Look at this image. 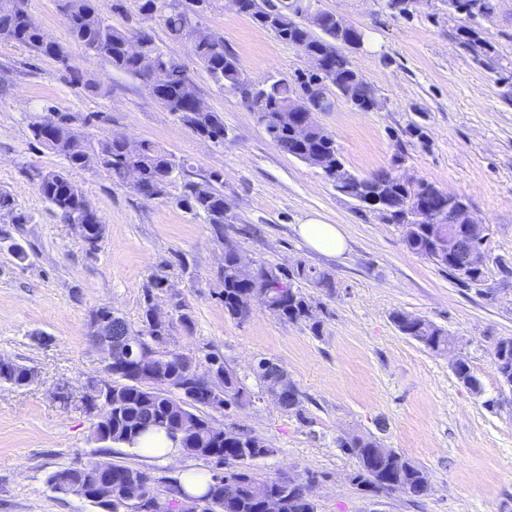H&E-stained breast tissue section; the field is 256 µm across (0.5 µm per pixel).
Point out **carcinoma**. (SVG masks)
I'll return each mask as SVG.
<instances>
[{"mask_svg":"<svg viewBox=\"0 0 512 512\" xmlns=\"http://www.w3.org/2000/svg\"><path fill=\"white\" fill-rule=\"evenodd\" d=\"M58 9L67 26L70 41L83 52L100 56L107 60L112 69L132 77L143 79L135 56L128 47L131 29L118 28L108 23L103 0H57ZM185 0H132L133 14L141 20H150L149 27L158 26L173 42L186 36L189 17L182 8ZM240 13L272 32L280 41L301 53L317 55L325 72L330 74L331 87L340 89L346 100L363 111L371 109L369 99L371 89L354 80V73L347 60L336 53V45L348 42L353 33L340 31L332 25L322 24L314 31L304 17H284L269 11L255 9V0H240ZM448 7L462 12L471 19L489 18L494 12L493 0H448ZM145 53L151 55L159 80L155 86L158 100L182 124L195 133L205 136L216 144L224 143V119L213 111L192 112L188 100L196 94L192 81L187 76L185 66L175 55L162 51L154 38L143 33ZM0 41L14 42L27 46L39 55L52 58L60 63L70 57L69 46L45 38L41 28L24 9L14 6L10 0H0ZM195 54L211 80L221 88L230 91L247 92L248 85L242 83V73L237 59L224 48V39L215 36L201 41ZM320 72H302L291 82L285 79H272L264 83L263 106L260 125L273 143L283 152L306 159L318 150L338 155L333 136L318 122L312 124V138L301 142L295 131L280 122L279 111L288 105L297 90H307L321 84ZM46 112L54 114V121L40 120L30 124L32 140L40 147L49 150L65 161V166L53 170H37L34 177L41 197L53 208L64 224L87 225L86 239L92 241L102 231V221L93 208L83 189L72 181L70 170L88 166V159L94 158L97 166L112 177L120 178L121 172L131 167L138 173V183L134 186L142 196L161 197L168 187L182 179L177 203L187 212L203 218L210 224L219 238H224L226 207L224 193L215 187L220 175L210 176V180L198 182L184 177L186 162L158 147L150 140L139 141L136 152L132 153L125 140L103 135L91 141L79 138L72 131L74 116L49 107ZM324 178L333 183L336 190L345 195H356L362 200L382 201L390 211L391 223L401 229L402 239L412 253L427 260L432 257L431 236L436 229L426 224H409L403 220L405 210L423 204L448 205V200L457 203L464 199L450 191L438 188L434 183L422 180L414 186L402 182L388 170H379L356 181L336 182V177L326 174ZM13 216L14 223L23 224L26 216L17 212L12 195L0 191V212ZM262 272L255 277H244L238 270V251L234 246H224V268L220 276V295L224 301V313L241 319L257 304L266 308L277 318L292 323H310L311 330L317 332L320 321L314 315L313 302L295 286L296 280H304L322 289L327 294L335 290L333 278L314 268L299 267L292 273H284L278 268L261 266ZM151 298L145 296L139 332L145 336H157L160 330L151 322ZM89 316L112 324L113 344H123L124 336L133 327L112 308L102 306L92 310ZM393 321L398 330L423 344L434 352H445L451 341L442 330L428 320L397 314ZM500 378L512 377V341L497 342L494 347V360ZM223 374L224 401L238 402L247 392L233 373L224 369L218 357H210L206 363L195 362L188 365L170 361L163 364L158 372L176 373L198 391L205 390L211 372ZM454 372L459 381L473 391L480 390L477 379L469 364L459 359ZM258 378L265 391L275 394L274 402L285 412L301 415L302 397L296 385L288 380L281 369L272 367L258 370ZM31 368L13 362L0 365V383L15 387L30 384ZM147 379L135 385L126 379L115 381L120 387L122 406L112 411V419L107 422H93L92 439L104 448L112 445H134L148 432L163 430L178 443L180 451L188 456L216 459L234 467V471L221 480L210 477L206 493L200 497L188 495L179 488L182 499L188 503L215 500L221 503L223 512H264L258 494L267 493L271 497H286L284 512H316L314 502L305 496L304 486L297 483L290 487L280 479L260 480L251 471L253 462L272 453L262 439L241 432L238 437L224 440L211 429L209 420L202 414L208 406L204 396L196 399V410L184 413L175 398L163 389H149ZM338 447L356 459L357 468L352 475L353 483L366 493L379 494L389 487L401 493L419 497L422 469L401 456L389 455L382 459L377 456V439L372 435L352 433L338 440ZM136 468L115 465L109 461H94L74 469L70 466L50 474L47 483L54 492L61 493L65 485L72 481H83L89 485L106 474H112V483L118 492L112 497L110 512H126L123 487L128 473Z\"/></svg>","mask_w":512,"mask_h":512,"instance_id":"carcinoma-1","label":"carcinoma"}]
</instances>
